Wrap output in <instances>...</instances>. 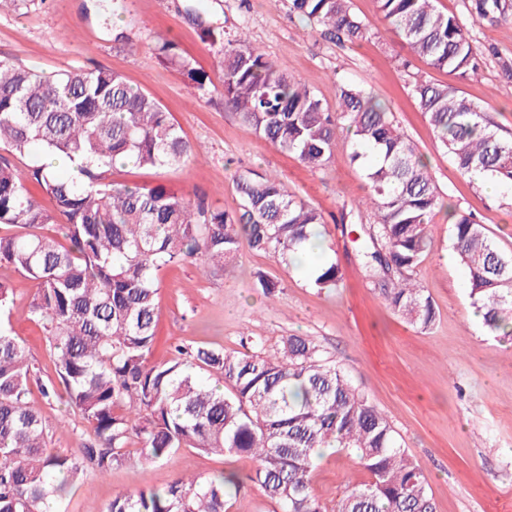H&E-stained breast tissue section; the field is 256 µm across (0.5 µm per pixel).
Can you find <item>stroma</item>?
<instances>
[{
	"instance_id": "obj_1",
	"label": "stroma",
	"mask_w": 512,
	"mask_h": 512,
	"mask_svg": "<svg viewBox=\"0 0 512 512\" xmlns=\"http://www.w3.org/2000/svg\"><path fill=\"white\" fill-rule=\"evenodd\" d=\"M188 2L123 0L114 25L126 30V44L114 41L113 26L102 23L94 0H38L28 10H0V57L43 73L95 66L115 71L154 96L195 149L180 166H118L108 171V179L130 185L161 183L179 196L193 200L201 195L209 206L233 213L240 207L233 176L236 170L251 168L278 175L289 192L325 217V252L341 268V288L333 293L317 290L301 266L246 248L215 277L202 275L192 259L163 269L151 361L167 360L178 344L238 351L252 338L273 352L283 337H309L336 357L388 420L401 446L427 475L437 512H512V344L489 335L471 318L467 273L450 245L455 214L467 212L477 216L504 250L512 251V205L501 192H487L457 170L410 94L414 76L448 83L451 75L415 57L382 20L376 0H351L368 28L366 39L355 44L320 37L313 25L290 13L287 0H204L207 23L230 35L247 29L253 45L280 70L305 82L326 106L336 105L337 82L369 89L415 145L443 204L419 267L438 319L432 329L421 331L404 323L365 276L352 225L369 223L370 217L363 213L351 223L344 216L365 195L366 179L349 162L345 137H338L327 168L309 170L248 131L225 108L220 93L199 98L179 72L157 57V41L174 40L214 85H221L216 50L187 15ZM435 6L460 15L477 44L495 45L498 58L512 61V23L472 19L463 0H435ZM497 60H487L480 75L461 88L484 108L499 134L510 138L512 80ZM260 273L278 282L275 297L266 298L257 288ZM0 281L13 291V331L40 378H55L45 330L29 313L34 283L4 264ZM29 400L50 424V451L70 454L89 439L88 424L63 399L45 400L35 389ZM252 468V460L244 456L207 455L189 448L164 464L136 458L103 477L86 474L61 512H97L118 493L154 490L179 475L206 477L225 470L245 475ZM368 478L354 456L333 450L324 452L311 472L312 488L329 510L347 486Z\"/></svg>"
}]
</instances>
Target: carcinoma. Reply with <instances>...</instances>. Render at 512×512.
Here are the masks:
<instances>
[{"instance_id":"cac0c4a2","label":"carcinoma","mask_w":512,"mask_h":512,"mask_svg":"<svg viewBox=\"0 0 512 512\" xmlns=\"http://www.w3.org/2000/svg\"><path fill=\"white\" fill-rule=\"evenodd\" d=\"M435 0H377L379 12L412 53L458 80L478 75L498 56L477 47L462 19ZM468 13L494 22L512 17V0H465ZM289 11L339 43L365 39V23L349 0H288ZM217 48L224 107L248 130L313 170L324 169L338 133L351 139L350 159L366 164L364 267L371 282L409 324L426 331L435 304L418 280L437 209L436 187L415 145L388 108L365 89L336 84L338 112L304 83L279 70L242 36L202 26ZM156 54L186 77L200 97L212 80L178 45L160 40ZM412 96L458 170L512 192V139L484 118L480 105L454 83L422 77ZM0 264L32 281L30 314L41 322L59 382L39 383L90 426L92 438L75 454L46 448L48 426L30 405L34 366L8 327L12 289L0 282V512H40L88 472L121 467L136 453L165 463L181 448L248 456V479L279 512H326L311 487V469L324 448L355 455L370 480L349 487L336 512H435L422 468L401 447L387 419L353 385L336 359L301 335L286 336L270 354L261 343L246 352L176 346L152 363L156 274L189 258L218 273L242 246L287 263L313 252L322 213L277 178L246 169L234 179L242 204L230 214L185 201L164 185L107 180L120 165L175 167L194 154L162 104L105 68L44 75L0 59ZM30 156L23 170L12 156ZM79 158L78 176L48 169L41 157ZM37 183L54 204L42 208L25 182ZM65 220L59 234L50 225ZM469 276V298L488 333L512 337V252L501 248L470 213L450 234ZM342 277L335 263L313 273L332 292ZM242 489L233 472L177 476L163 488L119 493L100 512H229Z\"/></svg>"}]
</instances>
